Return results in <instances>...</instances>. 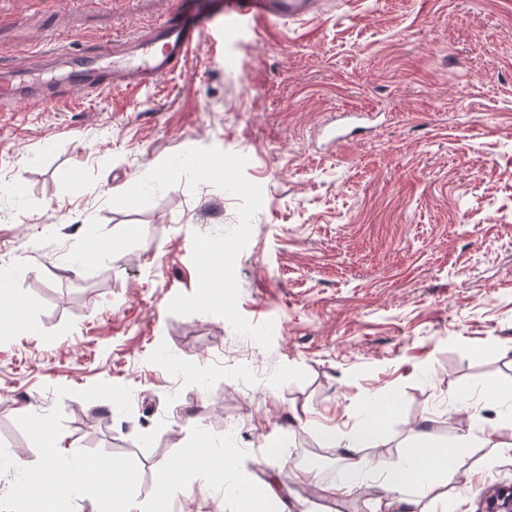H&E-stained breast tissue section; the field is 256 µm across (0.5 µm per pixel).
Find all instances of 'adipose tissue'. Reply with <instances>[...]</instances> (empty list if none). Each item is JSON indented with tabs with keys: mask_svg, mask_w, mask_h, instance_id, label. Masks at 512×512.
I'll return each instance as SVG.
<instances>
[{
	"mask_svg": "<svg viewBox=\"0 0 512 512\" xmlns=\"http://www.w3.org/2000/svg\"><path fill=\"white\" fill-rule=\"evenodd\" d=\"M380 434L381 425L377 422L358 426L346 435L330 427L321 431L325 447L344 449L350 468L372 471L375 485L388 492L400 493L405 487L417 486L428 493H437L462 466L459 455L424 439L418 440L407 461L382 465L360 459L362 449L374 447Z\"/></svg>",
	"mask_w": 512,
	"mask_h": 512,
	"instance_id": "obj_1",
	"label": "adipose tissue"
}]
</instances>
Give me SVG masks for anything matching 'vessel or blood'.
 Masks as SVG:
<instances>
[{
    "instance_id": "obj_1",
    "label": "vessel or blood",
    "mask_w": 512,
    "mask_h": 512,
    "mask_svg": "<svg viewBox=\"0 0 512 512\" xmlns=\"http://www.w3.org/2000/svg\"><path fill=\"white\" fill-rule=\"evenodd\" d=\"M319 0H223L224 19L258 32L312 17ZM207 13L195 0H180L162 22L113 45L61 49L30 56L0 70V111L30 99L56 101L74 90L146 88L181 71L208 28Z\"/></svg>"
}]
</instances>
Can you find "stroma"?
I'll return each instance as SVG.
<instances>
[{
	"label": "stroma",
	"instance_id": "obj_1",
	"mask_svg": "<svg viewBox=\"0 0 512 512\" xmlns=\"http://www.w3.org/2000/svg\"><path fill=\"white\" fill-rule=\"evenodd\" d=\"M211 32L182 72L142 90L74 92L0 111V285L25 310L0 328V443L36 464L18 416L61 409L65 445L132 458L136 503L192 428L232 435L244 474L284 512H396L318 425L380 418L363 455L409 456L419 433L512 442V0H355L255 38L202 0ZM174 0H0V64L111 50ZM369 112L353 141L318 131ZM246 156L262 189L238 255V309L272 322L244 347L224 318L178 315L196 291L192 236L238 200L186 181L112 205L171 155ZM512 487V453L466 448ZM451 478L436 512H479ZM178 512H224L193 479Z\"/></svg>",
	"mask_w": 512,
	"mask_h": 512
}]
</instances>
